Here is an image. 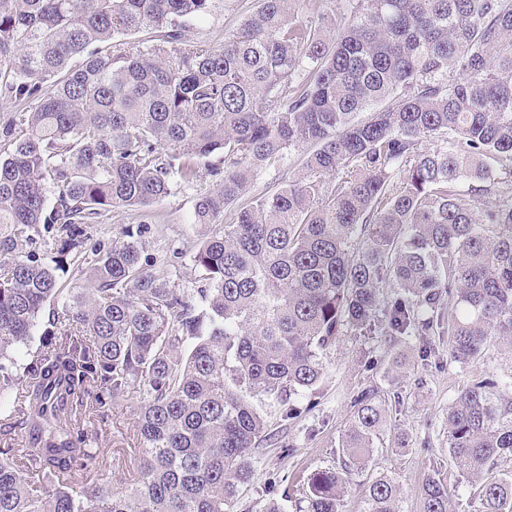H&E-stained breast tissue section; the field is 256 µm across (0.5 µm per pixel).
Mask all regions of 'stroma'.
I'll list each match as a JSON object with an SVG mask.
<instances>
[{"mask_svg":"<svg viewBox=\"0 0 512 512\" xmlns=\"http://www.w3.org/2000/svg\"><path fill=\"white\" fill-rule=\"evenodd\" d=\"M256 5L257 0H215L210 15L190 22L187 43L205 40L223 44L225 33L235 29ZM214 185L213 177L205 175L141 211L112 210L94 226L93 239L108 246L125 225H143L145 254L173 259L176 287L193 292L201 283L186 249L207 232L206 227L192 221L194 204ZM432 342L438 358L425 366L418 358L414 337L405 336L395 343L378 335L340 337L327 357L328 373L318 407L293 421L268 409L274 440L261 443L257 449L253 477L240 486L233 512H266L271 502L280 512H298L297 489L310 474L341 466L340 439L349 417V402L355 392L369 385L386 393L391 429L377 444L374 466L353 475L342 512H363V487L382 472L393 476L402 488L401 512H419L418 489L430 475L447 482L455 512H477L473 480L448 452V406L470 374L449 363L447 337L436 336ZM370 360L376 361V368H367ZM137 406L132 399L120 401L107 417L93 414L88 419V428L101 450V464L94 476L117 490L134 475ZM402 429L408 438L405 447L399 448L395 437Z\"/></svg>","mask_w":512,"mask_h":512,"instance_id":"stroma-1","label":"stroma"}]
</instances>
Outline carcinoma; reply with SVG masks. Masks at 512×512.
<instances>
[{
  "instance_id": "1",
  "label": "carcinoma",
  "mask_w": 512,
  "mask_h": 512,
  "mask_svg": "<svg viewBox=\"0 0 512 512\" xmlns=\"http://www.w3.org/2000/svg\"><path fill=\"white\" fill-rule=\"evenodd\" d=\"M213 2L0 0V88L36 102L0 123V431L22 440L0 448V512H230L272 439L253 399L288 420L314 409L338 337L413 336L427 361L446 336L461 367L512 348V0H336L330 36L299 20L304 0H258L224 44L186 46ZM143 28L153 44L135 49ZM270 167L287 168L278 186L250 193ZM204 170L219 182L193 212L214 228L192 248L201 304L139 229L85 250L104 213ZM51 301L18 378L5 363ZM509 387L479 372L448 406L480 512H512ZM86 397L139 400L127 490L70 486L99 465ZM351 408L345 460L308 478L304 512H341L387 429L379 389ZM363 499L400 512L387 474ZM419 499L455 512L432 475Z\"/></svg>"
}]
</instances>
